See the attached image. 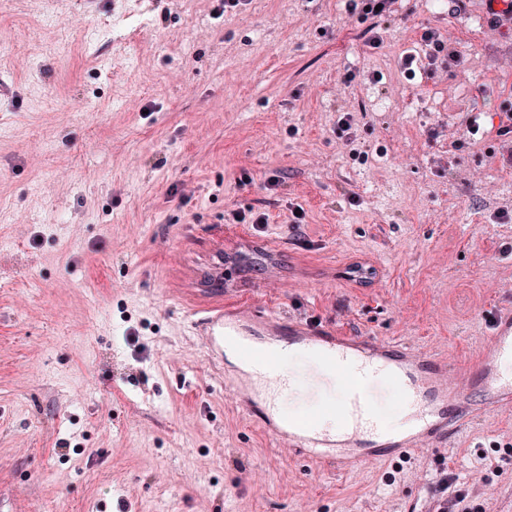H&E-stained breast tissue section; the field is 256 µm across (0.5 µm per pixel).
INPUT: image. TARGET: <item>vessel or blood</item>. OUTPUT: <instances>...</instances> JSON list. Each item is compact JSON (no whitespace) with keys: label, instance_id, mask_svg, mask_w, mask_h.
I'll list each match as a JSON object with an SVG mask.
<instances>
[{"label":"vessel or blood","instance_id":"vessel-or-blood-1","mask_svg":"<svg viewBox=\"0 0 512 512\" xmlns=\"http://www.w3.org/2000/svg\"><path fill=\"white\" fill-rule=\"evenodd\" d=\"M242 310L219 309L202 318L212 343L240 335ZM294 347L318 355L341 381V395L319 406L316 389L301 390L280 351ZM248 382L260 383L263 396L248 407L275 437L296 451L336 466L363 464L403 454L417 440L455 436L479 416L471 402L480 390L485 405L512 404V379L498 373L500 362L512 358V312L496 315L487 346L467 368L448 371L440 360L409 348L375 341L355 342L313 325H292L283 336L241 344ZM385 380L412 409L408 424L395 429L375 407L371 387Z\"/></svg>","mask_w":512,"mask_h":512}]
</instances>
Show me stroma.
Masks as SVG:
<instances>
[{"mask_svg":"<svg viewBox=\"0 0 512 512\" xmlns=\"http://www.w3.org/2000/svg\"><path fill=\"white\" fill-rule=\"evenodd\" d=\"M214 5L0 0V512H409L446 459L506 512L512 469L475 453L512 445V408L339 470L245 410L198 317L244 304L471 365L512 311L490 219L512 166L456 121L498 123L512 21L397 0L374 50L341 0ZM426 27L461 60L410 81ZM250 207L265 230L231 222Z\"/></svg>","mask_w":512,"mask_h":512,"instance_id":"stroma-1","label":"stroma"}]
</instances>
